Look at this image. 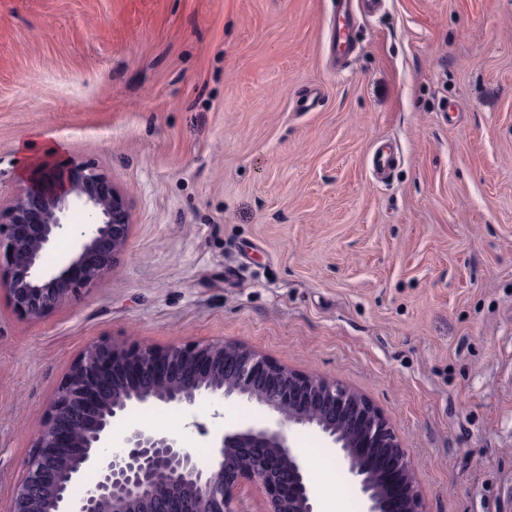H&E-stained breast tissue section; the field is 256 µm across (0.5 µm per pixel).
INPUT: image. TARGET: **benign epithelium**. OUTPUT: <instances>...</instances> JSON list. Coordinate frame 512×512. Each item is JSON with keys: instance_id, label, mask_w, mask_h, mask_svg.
Returning <instances> with one entry per match:
<instances>
[{"instance_id": "benign-epithelium-1", "label": "benign epithelium", "mask_w": 512, "mask_h": 512, "mask_svg": "<svg viewBox=\"0 0 512 512\" xmlns=\"http://www.w3.org/2000/svg\"><path fill=\"white\" fill-rule=\"evenodd\" d=\"M76 207L85 213L78 227L67 222ZM129 234L127 200L108 176L70 157L47 162L0 206V292L20 315L40 319L109 275ZM63 238L69 257L50 270L44 256ZM231 397L265 415L214 438L208 464L129 419L137 408ZM294 426L324 434L364 512H426L408 450L367 399L222 341L89 345L57 389L10 512H244L248 486L263 491L264 512H318L290 444Z\"/></svg>"}]
</instances>
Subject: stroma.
Segmentation results:
<instances>
[{"label": "stroma", "mask_w": 512, "mask_h": 512, "mask_svg": "<svg viewBox=\"0 0 512 512\" xmlns=\"http://www.w3.org/2000/svg\"><path fill=\"white\" fill-rule=\"evenodd\" d=\"M330 0H0V203L23 146L110 177L112 272L39 320L0 297V512L89 345L242 342L366 397L428 512H512V0H383L346 69ZM322 91L300 112L307 89ZM400 156L385 180L374 146ZM237 398L136 413L199 461ZM317 500L363 504L295 428Z\"/></svg>", "instance_id": "obj_1"}]
</instances>
